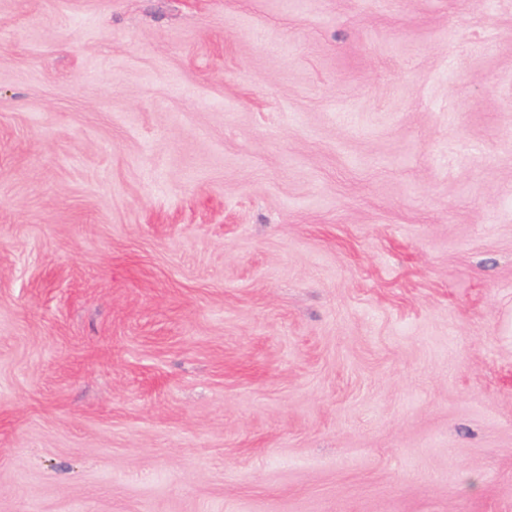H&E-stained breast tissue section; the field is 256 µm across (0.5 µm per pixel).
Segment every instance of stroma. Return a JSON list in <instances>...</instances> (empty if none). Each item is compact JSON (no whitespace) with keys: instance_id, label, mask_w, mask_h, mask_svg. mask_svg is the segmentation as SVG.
Instances as JSON below:
<instances>
[{"instance_id":"1","label":"stroma","mask_w":512,"mask_h":512,"mask_svg":"<svg viewBox=\"0 0 512 512\" xmlns=\"http://www.w3.org/2000/svg\"><path fill=\"white\" fill-rule=\"evenodd\" d=\"M0 0V512H512V0Z\"/></svg>"}]
</instances>
